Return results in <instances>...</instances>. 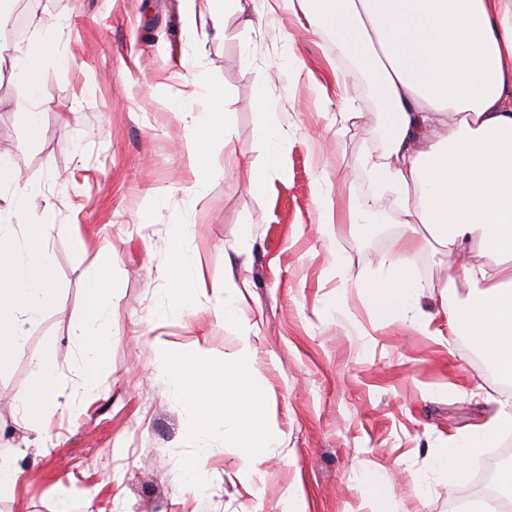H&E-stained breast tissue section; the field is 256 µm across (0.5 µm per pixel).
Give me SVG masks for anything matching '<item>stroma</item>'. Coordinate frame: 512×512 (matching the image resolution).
<instances>
[{
  "label": "stroma",
  "instance_id": "35a3bbf8",
  "mask_svg": "<svg viewBox=\"0 0 512 512\" xmlns=\"http://www.w3.org/2000/svg\"><path fill=\"white\" fill-rule=\"evenodd\" d=\"M203 7L44 0L39 17L65 26L55 59L37 66L47 96L39 132L20 108L25 85L0 90V153L19 174L0 193L21 195L24 223L49 226L57 288L55 305L25 324L24 348L0 359V450L20 471L14 490L0 493V512H56L64 502L73 512H283L293 486L305 512H368L371 473L382 478L388 512L478 502L475 474L489 448L455 477L434 461L495 417L512 383L478 362L466 337L412 325L438 311L454 253L425 243L419 303L406 317L381 318L356 287L377 278L381 257L409 234L394 221L396 193L358 163L384 143L370 83L302 16H266L260 0H240L224 38L188 36ZM197 74L220 95L221 111L193 104ZM262 93L285 149L280 176L258 188L225 161L220 128L231 121L237 157L263 165ZM342 97L358 113L344 127ZM193 140L206 143L196 195L187 191ZM353 195L377 203L382 232L323 223L322 200L342 213ZM183 251L195 256L191 276L208 293L183 295L181 315L167 319L165 290ZM96 262L112 274V345L99 390L82 394L78 333ZM238 276L251 283L241 309L279 443L247 468L232 445L212 442L200 490L181 481L190 420L159 373L158 351L235 359L240 336L219 313L218 290ZM46 352L58 383L34 430L15 399L34 387L32 360Z\"/></svg>",
  "mask_w": 512,
  "mask_h": 512
}]
</instances>
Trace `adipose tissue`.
I'll return each mask as SVG.
<instances>
[{"mask_svg":"<svg viewBox=\"0 0 512 512\" xmlns=\"http://www.w3.org/2000/svg\"><path fill=\"white\" fill-rule=\"evenodd\" d=\"M311 31L327 34L341 55L353 56L376 92V110L389 118L385 147L359 163L381 186L402 195L400 223L423 227L438 243L456 249L477 244L488 263L465 267L466 302L453 290L441 295L452 334L468 338L504 379H512V0H287ZM64 23L38 19L31 39L11 60L29 95L22 108L37 128L45 96L35 73L38 60L56 52ZM257 137L268 162L250 166L256 186L278 177L274 158L284 134L268 112ZM419 243L400 241L385 255L384 276L368 292L380 316L406 314L422 285L414 275ZM53 253L31 225L19 233L0 226V358L25 343L23 318L36 317L56 297ZM85 318L95 331L83 336L80 387L98 386L110 351L112 291L98 268L89 272ZM39 385L19 397L24 413L37 415L58 380L51 356L33 364ZM512 428V410L494 424L456 441L438 460L443 473L463 471L470 454L497 432Z\"/></svg>","mask_w":512,"mask_h":512,"instance_id":"adipose-tissue-1","label":"adipose tissue"}]
</instances>
